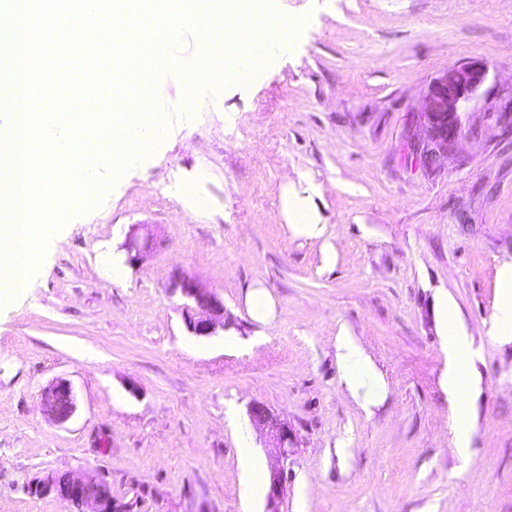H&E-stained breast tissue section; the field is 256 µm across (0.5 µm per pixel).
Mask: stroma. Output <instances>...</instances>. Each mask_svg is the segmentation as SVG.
I'll return each mask as SVG.
<instances>
[{
    "label": "stroma",
    "instance_id": "stroma-1",
    "mask_svg": "<svg viewBox=\"0 0 512 512\" xmlns=\"http://www.w3.org/2000/svg\"><path fill=\"white\" fill-rule=\"evenodd\" d=\"M299 23L249 82L181 108L165 72L167 134L97 206L50 237L25 283L0 288V512H71L26 483L104 472L126 512H264L241 446L267 458L247 414L264 402L297 448L279 512H512V0H276ZM479 62L441 169L405 151L430 82ZM325 227L308 238L293 205ZM157 248L129 265V232ZM122 281H114V270ZM181 272L224 300L227 331L190 335ZM275 316L256 322L248 294ZM447 298L472 338V452L454 447L437 316ZM348 330L387 386L370 408L342 384ZM234 336L241 349L224 347ZM59 379L77 410L52 421ZM234 406L237 427L224 421ZM504 282L503 311L504 324L501 329V336L512 341V268L507 267L502 272ZM40 406L55 423L69 421L77 409L76 395L71 383L60 380L50 384L41 393Z\"/></svg>",
    "mask_w": 512,
    "mask_h": 512
}]
</instances>
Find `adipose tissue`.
Here are the masks:
<instances>
[{"label": "adipose tissue", "instance_id": "adipose-tissue-1", "mask_svg": "<svg viewBox=\"0 0 512 512\" xmlns=\"http://www.w3.org/2000/svg\"><path fill=\"white\" fill-rule=\"evenodd\" d=\"M439 319L444 333V345L448 355V371L445 385L448 396L458 404L453 420L457 435L456 448L466 454L470 442V430L466 407L462 398L471 391L474 381L475 354L470 340L459 325L447 301L439 303ZM336 357L345 386L360 396L363 403L371 404L384 397L386 386L375 372L369 357L350 333H341L336 342Z\"/></svg>", "mask_w": 512, "mask_h": 512}]
</instances>
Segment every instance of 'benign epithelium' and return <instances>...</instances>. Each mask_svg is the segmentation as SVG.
<instances>
[{
    "label": "benign epithelium",
    "mask_w": 512,
    "mask_h": 512,
    "mask_svg": "<svg viewBox=\"0 0 512 512\" xmlns=\"http://www.w3.org/2000/svg\"><path fill=\"white\" fill-rule=\"evenodd\" d=\"M487 78V69L480 63H462L449 66L430 84L425 107L419 113L420 124L426 135L410 140L408 151L424 160L427 168L436 169L462 136L461 109L476 95ZM128 263L137 265L152 250L149 240L136 234L127 236L124 243ZM170 292L184 300L183 317L189 333L211 336L226 327L224 303L213 291L202 287L195 279L182 273L173 275ZM42 410L57 424L69 421L77 409L76 395L70 382L60 380L45 388L40 397ZM249 418L260 434L268 437L271 448L269 486L265 512H279L278 504L284 493L285 465L297 443L296 435L279 413L262 402L248 405ZM32 496H54L75 512H117L112 500V485L107 476L90 471L80 478L67 473L60 477L50 473L27 484Z\"/></svg>",
    "instance_id": "7a95c632"
}]
</instances>
